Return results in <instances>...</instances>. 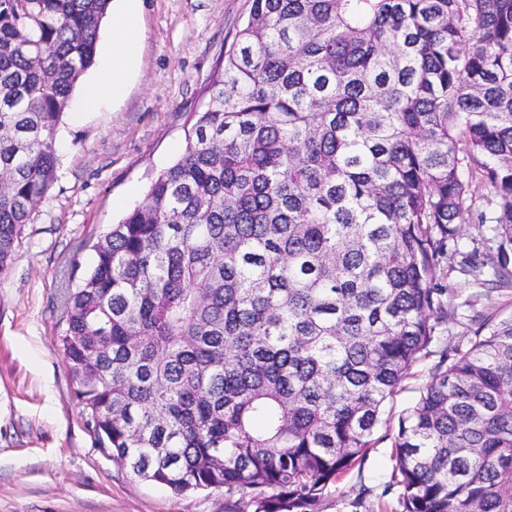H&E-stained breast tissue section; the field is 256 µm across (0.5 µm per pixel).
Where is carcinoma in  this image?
<instances>
[{
    "mask_svg": "<svg viewBox=\"0 0 512 512\" xmlns=\"http://www.w3.org/2000/svg\"><path fill=\"white\" fill-rule=\"evenodd\" d=\"M109 0H0V276L55 181ZM178 160L90 248L58 334L95 445L228 512H315L443 349L393 445L401 512H512V0H252ZM495 225L494 251L460 229ZM460 260V255L448 254V258L443 263L441 282L448 287V291L454 296L455 302L463 304L477 290V287L474 284L473 276L465 277L456 271Z\"/></svg>",
    "mask_w": 512,
    "mask_h": 512,
    "instance_id": "carcinoma-1",
    "label": "carcinoma"
}]
</instances>
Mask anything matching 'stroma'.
<instances>
[{"label": "stroma", "instance_id": "1", "mask_svg": "<svg viewBox=\"0 0 512 512\" xmlns=\"http://www.w3.org/2000/svg\"><path fill=\"white\" fill-rule=\"evenodd\" d=\"M251 0H141L143 38L124 96L66 112L56 180L0 278V512H227L223 492L177 496L129 479L89 434L58 342L62 288L94 261L90 245L142 203L150 178L184 150V126L209 99L221 54ZM417 362L386 404L364 463L318 512H393L396 421L428 380Z\"/></svg>", "mask_w": 512, "mask_h": 512}]
</instances>
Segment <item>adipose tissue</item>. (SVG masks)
Here are the masks:
<instances>
[{"label":"adipose tissue","instance_id":"adipose-tissue-1","mask_svg":"<svg viewBox=\"0 0 512 512\" xmlns=\"http://www.w3.org/2000/svg\"><path fill=\"white\" fill-rule=\"evenodd\" d=\"M139 0H113L109 49L98 75L88 83L83 95L73 102V109L82 112L100 104L105 97L120 99L138 61L142 27Z\"/></svg>","mask_w":512,"mask_h":512}]
</instances>
